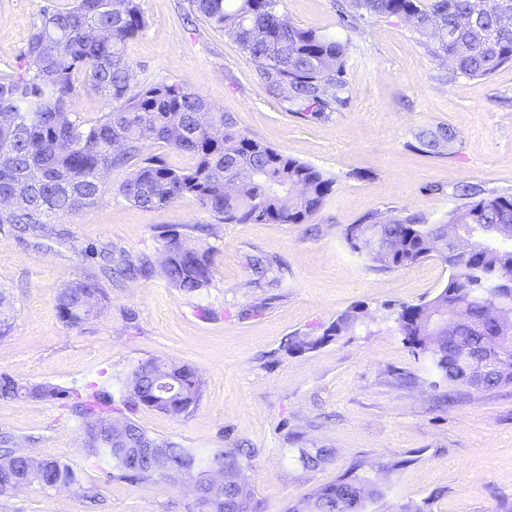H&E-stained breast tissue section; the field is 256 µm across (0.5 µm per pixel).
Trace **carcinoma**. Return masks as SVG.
<instances>
[{
	"label": "carcinoma",
	"mask_w": 512,
	"mask_h": 512,
	"mask_svg": "<svg viewBox=\"0 0 512 512\" xmlns=\"http://www.w3.org/2000/svg\"><path fill=\"white\" fill-rule=\"evenodd\" d=\"M281 0H187L190 13L231 37L243 54L258 62L257 75L269 91L288 103V111L320 118L345 103L347 46L312 28L291 24ZM512 0H350L342 20L403 17L422 37L441 27L451 40L426 45L453 72L487 78L512 64ZM478 23L461 24L463 16ZM148 22L139 0H73L61 9L46 0L20 56L17 72L0 80V224L22 233L45 232V218L66 217L96 203L109 191L104 173L141 158L117 186L127 201L146 209L192 197L224 224H306L322 208L334 181L317 168L289 157L241 129L235 117L217 111L182 83L131 85L134 65L127 42ZM108 103L109 111L84 120L70 110L78 94L75 76ZM456 133L444 125L422 131L426 153L439 154ZM161 142L191 156L193 164L173 168L158 156L143 157L147 144ZM468 201L448 212L442 224H427L417 214L383 222L369 214L347 227L350 247L387 269L415 264L432 254L448 266L446 285L431 300L402 305L394 322L403 340L430 358L453 386L493 389L512 385V334L499 332V315L512 313V248L493 240L495 227L512 226V196H481L463 189ZM381 235L385 252L360 249L355 228ZM160 274L185 296L208 287L213 277L210 250L188 244L175 228L160 233ZM105 300L95 276L57 291L55 307L68 326L96 316ZM358 307L339 315L320 337L297 336L291 347L312 350L332 336L366 326ZM498 342L494 368L480 354ZM203 382L186 364L150 360L128 376L120 407L105 390L76 396L72 408L82 419V448L105 459L109 480H159L197 484L190 512H255L252 488L241 478L243 453L214 448L202 456L175 442L153 439L133 418L141 406L188 415L198 405ZM62 388L31 383L0 373V401L60 399ZM53 489H82L81 472L61 459L0 454V496L32 483ZM385 491L372 479L350 473L309 494L306 510L287 512H365L366 503Z\"/></svg>",
	"instance_id": "obj_1"
}]
</instances>
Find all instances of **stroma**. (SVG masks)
<instances>
[{"mask_svg": "<svg viewBox=\"0 0 512 512\" xmlns=\"http://www.w3.org/2000/svg\"><path fill=\"white\" fill-rule=\"evenodd\" d=\"M343 0H282L291 23L349 46L346 105L314 119L287 111L256 77V63L223 33L186 16L185 0H140L148 21L126 53L134 86L180 82L242 129L334 181L306 224H219L193 199L146 210L115 191L127 172H107L110 192L79 213L48 219V235L21 239L0 225V290L12 328L0 336V373L79 393L99 388L121 403L128 374L166 359L204 381L194 412L143 407L137 423L160 441L204 453L245 448L242 475L258 512H286L350 469L386 486L366 512H512V385L456 387L397 331L393 308L423 304L448 280L430 257L383 270L345 239L367 214L416 213L442 222L460 205L459 188L512 195V64L488 78H449L447 63L396 18L340 20ZM42 0H0V79L13 74ZM457 139L440 155L422 152L421 130L438 125ZM198 225L196 244L212 251L210 286L185 296L162 279L102 277L87 246L114 259L158 260L164 227ZM271 262L265 278L251 263ZM101 276L98 318L63 323L55 294ZM360 306L368 328L305 352L295 336H319ZM210 310L202 319L201 310ZM66 399L0 401V432L15 450L64 458L84 476L79 493L37 485L0 497V512H188L189 483L106 481L104 459L82 449L83 425ZM328 449L317 468L301 452Z\"/></svg>", "mask_w": 512, "mask_h": 512, "instance_id": "obj_1", "label": "stroma"}]
</instances>
